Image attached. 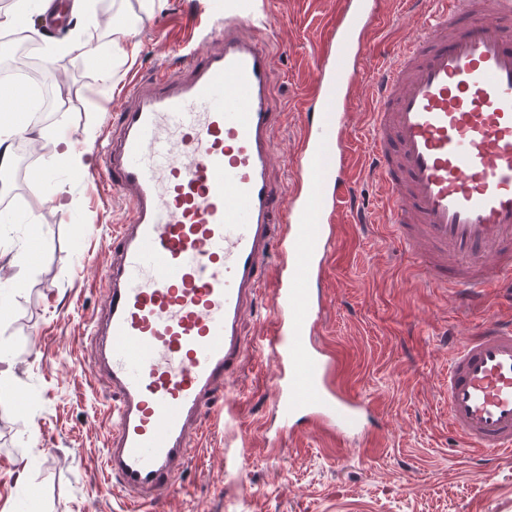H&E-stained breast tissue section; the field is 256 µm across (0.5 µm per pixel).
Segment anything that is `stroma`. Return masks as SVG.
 Instances as JSON below:
<instances>
[{
  "label": "stroma",
  "instance_id": "1",
  "mask_svg": "<svg viewBox=\"0 0 512 512\" xmlns=\"http://www.w3.org/2000/svg\"><path fill=\"white\" fill-rule=\"evenodd\" d=\"M92 2L91 16L46 32L55 44L80 36L113 61L108 82L75 52L59 54L46 72L54 93L71 94L55 129L82 154L84 168L52 165L54 141L31 140L37 160L25 164L21 183L0 178V356L11 363L10 384L0 389V512H128L103 468L112 393L89 371L86 329L103 308L107 246L129 205L98 192L95 160L129 76L149 74L190 39L194 0H157L149 13L140 0ZM265 2L272 98L283 114L272 180L282 190L317 88L316 60L342 0ZM430 7L429 0H380L364 65L389 62ZM115 14L139 46L118 61L108 23ZM374 103L372 89L359 85L345 132L354 196L337 220L318 338L340 353L347 383L373 405L377 439L366 450L336 448L306 429L271 454L263 425L271 420L276 366L254 352L237 379L238 403L206 421L192 465L170 496L143 512H512V455L451 454L447 400L449 337L489 317L512 318V304L496 296L484 309L461 308L449 290L426 285L414 256L393 243L373 171ZM36 167L45 176L35 183ZM61 201L66 209H58ZM22 252L25 268L16 262Z\"/></svg>",
  "mask_w": 512,
  "mask_h": 512
}]
</instances>
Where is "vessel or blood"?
<instances>
[{
  "mask_svg": "<svg viewBox=\"0 0 512 512\" xmlns=\"http://www.w3.org/2000/svg\"><path fill=\"white\" fill-rule=\"evenodd\" d=\"M375 5L344 0L316 63L336 105L306 113L282 193L271 178L282 114L270 95L268 18L208 0L193 29L208 49L178 51L125 86L97 166L129 217L112 234L89 338L92 371L115 401L105 467L134 506L172 490L243 366L245 316L259 305L279 431L302 423L343 443L374 437L362 422L368 403L314 334L335 221L353 195L344 130ZM366 77L374 168L400 246L418 249L425 282L484 307L487 294L512 289V0H433L416 39ZM448 346L460 454H511L512 319Z\"/></svg>",
  "mask_w": 512,
  "mask_h": 512,
  "instance_id": "b4317fda",
  "label": "vessel or blood"
}]
</instances>
